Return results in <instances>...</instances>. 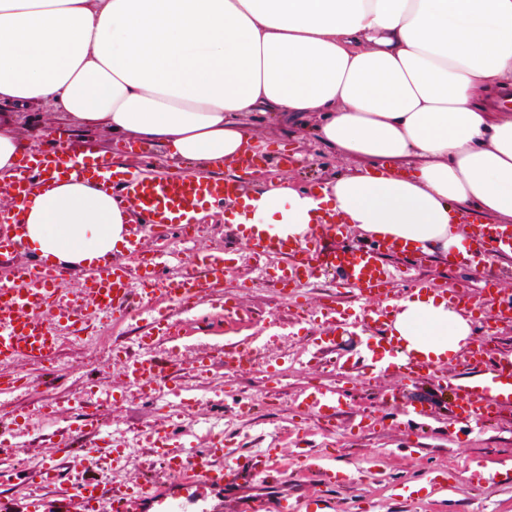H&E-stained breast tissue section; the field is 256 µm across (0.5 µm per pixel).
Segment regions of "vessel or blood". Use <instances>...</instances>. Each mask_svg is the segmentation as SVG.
I'll use <instances>...</instances> for the list:
<instances>
[{"label":"vessel or blood","mask_w":512,"mask_h":512,"mask_svg":"<svg viewBox=\"0 0 512 512\" xmlns=\"http://www.w3.org/2000/svg\"><path fill=\"white\" fill-rule=\"evenodd\" d=\"M93 145L78 148L55 146L41 153L37 163L22 160L20 168L24 174L14 187V196L23 200L29 194L34 176L57 175L68 177L87 176L93 179L99 190L105 193L118 192L122 201L129 204L139 224L151 233H159L171 226L187 230L194 228L201 209L223 205L224 201L238 197L241 182L209 174H172L158 176L150 167L144 166L125 177H117L108 161L94 156ZM319 227L334 241L329 249H321L313 237L305 239L278 235L249 234L248 248L255 255L280 256L288 259L291 271L281 282L290 293H298L305 276L315 270L332 271L336 284L355 290L360 296H382V306L375 310H364V320L381 327L375 345L382 352L400 357V370L407 378L424 375L435 376L432 362L408 352L389 331L394 321L397 305L389 297L387 287L398 272L388 262V257L415 258L409 245L388 239H379L365 245L351 237L352 228L335 216H321ZM469 249L474 258L484 264L492 263L502 255L512 254V225L479 223L470 233ZM131 255L139 257L144 268L143 275L131 279L125 264L108 262L89 271L86 281L108 303L107 312L113 317H126L132 313L134 298H146L157 286L154 258L144 257L138 240L128 242ZM65 267L46 261L19 267L13 282L0 283V364L20 361L44 362L54 357L62 324L56 319L23 320L29 309H45L67 303L68 295L59 293L58 283L66 279ZM159 361L147 356L139 363L125 367L129 382L144 387L156 376ZM444 384L453 399L456 417L471 421H493L500 408L512 405V366L497 363L482 377L476 379H445ZM76 435L62 438L56 445V454L81 467L87 459H95L106 468L119 466L120 459L115 449L98 446L76 447ZM211 449L205 448L193 454L179 456L176 465L168 466L163 479L169 484L166 496H159V478L149 477L135 486L114 485L109 478L61 480L57 470L48 467L35 475L38 484L53 489L52 500L33 498L31 512H138L143 501L151 500L164 504L166 498L179 499L188 489L203 493L205 489L223 490L224 486L236 482L239 474L252 471L253 458L238 460L234 465H216Z\"/></svg>","instance_id":"1"}]
</instances>
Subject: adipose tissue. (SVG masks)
I'll return each mask as SVG.
<instances>
[{
	"mask_svg": "<svg viewBox=\"0 0 512 512\" xmlns=\"http://www.w3.org/2000/svg\"><path fill=\"white\" fill-rule=\"evenodd\" d=\"M32 103L213 168L254 151L242 118L312 113L320 141L368 160L316 195L280 178L244 194L233 221L256 233L302 238L327 211L448 256L459 209L512 223V0H0L1 179L6 109ZM21 209L22 238L74 270L119 252L132 219L87 178H47ZM399 306L393 333L424 359L473 333L437 295Z\"/></svg>",
	"mask_w": 512,
	"mask_h": 512,
	"instance_id": "ef3b65f1",
	"label": "adipose tissue"
}]
</instances>
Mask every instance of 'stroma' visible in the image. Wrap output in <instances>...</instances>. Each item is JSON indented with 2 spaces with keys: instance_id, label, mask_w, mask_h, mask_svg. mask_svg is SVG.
Wrapping results in <instances>:
<instances>
[{
  "instance_id": "obj_1",
  "label": "stroma",
  "mask_w": 512,
  "mask_h": 512,
  "mask_svg": "<svg viewBox=\"0 0 512 512\" xmlns=\"http://www.w3.org/2000/svg\"><path fill=\"white\" fill-rule=\"evenodd\" d=\"M245 126L267 147L268 176L298 189L315 190L360 165L318 140L308 119L281 121L256 113ZM48 127L70 143L93 142L116 166L130 170L136 164L129 148L113 149L108 129L80 125L44 106L15 115L12 129L21 153L49 148ZM202 226L187 241L177 233L165 242L141 236L145 253L167 245L178 253L159 269V281L192 276L202 283L191 310L158 294L115 326L108 343L87 331L68 334L52 360L0 368L5 378L20 381L18 388L0 392V429L13 434L17 446L14 457L0 460V500L21 512L28 497H48V489L29 484L28 477L55 465L53 446L61 436L76 433L86 442L120 449L122 466L114 478L134 484L159 454L145 442L146 431L164 428L175 434L177 447L197 451L208 445L204 424L217 422L224 428L225 459L268 453L283 474L276 481L244 475L232 487L208 492L192 512H212L219 505L239 512L255 499H284L290 512H312L318 497L335 502L336 512H512V407H503L482 428L460 421L428 379H404L393 365L378 369L380 351L363 340L379 327L359 319L354 293L334 295L330 279L320 275L298 295L279 293L272 280L285 259L251 255L238 231L225 224L223 209H213ZM214 252L225 258L217 281L199 262ZM330 301L345 313V331L318 319ZM160 310L180 326L178 339L161 341L154 351L163 362L165 406L142 397L114 355L119 348L138 351ZM497 311V302L485 303L476 327L477 335L488 336L494 362L512 355V322L499 321ZM218 351L223 364L196 377V358ZM318 386L339 388L342 406L300 407L301 394ZM418 398L427 399L429 413L413 418L408 408ZM48 405L56 415L46 422L40 413ZM303 458L313 463L314 473L292 477ZM322 471L329 473L328 482L319 480Z\"/></svg>"
}]
</instances>
